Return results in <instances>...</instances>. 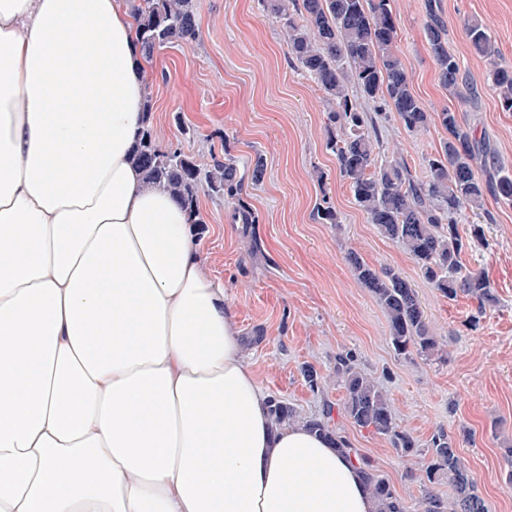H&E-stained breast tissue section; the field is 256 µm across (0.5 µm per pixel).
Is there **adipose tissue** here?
<instances>
[{"mask_svg": "<svg viewBox=\"0 0 512 512\" xmlns=\"http://www.w3.org/2000/svg\"><path fill=\"white\" fill-rule=\"evenodd\" d=\"M127 0H0V512H375L272 427L197 230L131 159Z\"/></svg>", "mask_w": 512, "mask_h": 512, "instance_id": "adipose-tissue-1", "label": "adipose tissue"}]
</instances>
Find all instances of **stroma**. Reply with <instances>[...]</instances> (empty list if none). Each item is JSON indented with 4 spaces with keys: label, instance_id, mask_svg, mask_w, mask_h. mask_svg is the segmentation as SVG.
<instances>
[{
    "label": "stroma",
    "instance_id": "1",
    "mask_svg": "<svg viewBox=\"0 0 512 512\" xmlns=\"http://www.w3.org/2000/svg\"><path fill=\"white\" fill-rule=\"evenodd\" d=\"M396 52L426 111L458 112L487 164L512 175V112L502 111L464 33L482 22L512 66V0H393ZM438 16L448 30V50L460 62L478 100L450 94L438 78L425 28ZM200 36L190 47L161 49L145 72L153 126L163 144H181L208 156L215 134H224L239 165L263 154V179L247 183L246 198L259 215L252 235L231 225L223 200L202 196L199 232L208 272L223 281L258 381L270 397L288 402L305 418L331 407L338 428L401 491L410 512L427 480L425 460L403 457L389 441L355 427L343 414L345 390L333 373L336 354L349 351L357 365L388 394L395 421L420 446L445 430L456 440L488 512H512V202L486 197L481 213L465 211L458 228L468 237L467 268L482 270L497 293V306L478 311L467 297L451 301L419 275L411 257L368 222L357 206L336 158L327 149L328 109L317 85L288 59L282 26L260 0H199ZM194 128L185 138L182 126ZM439 124L408 133L396 118L379 121L382 157L423 172L446 138ZM323 179H316V171ZM329 198L337 224L320 223L315 208ZM480 226V238L471 229ZM261 250L251 253V239ZM356 252L376 269L392 268L414 285L429 328L445 346L443 358L408 357L394 350L384 310L353 276L346 261ZM478 326H470L471 318ZM323 376L310 390L301 369Z\"/></svg>",
    "mask_w": 512,
    "mask_h": 512
}]
</instances>
